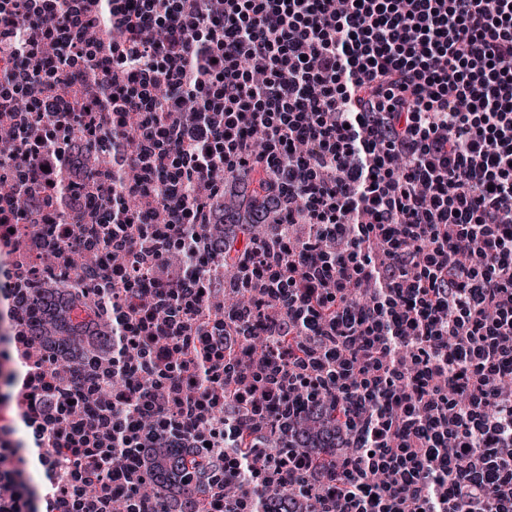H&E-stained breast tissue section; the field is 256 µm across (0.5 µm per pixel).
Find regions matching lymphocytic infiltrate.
I'll use <instances>...</instances> for the list:
<instances>
[{"mask_svg": "<svg viewBox=\"0 0 512 512\" xmlns=\"http://www.w3.org/2000/svg\"><path fill=\"white\" fill-rule=\"evenodd\" d=\"M0 295V512H512V0H0Z\"/></svg>", "mask_w": 512, "mask_h": 512, "instance_id": "lymphocytic-infiltrate-1", "label": "lymphocytic infiltrate"}]
</instances>
